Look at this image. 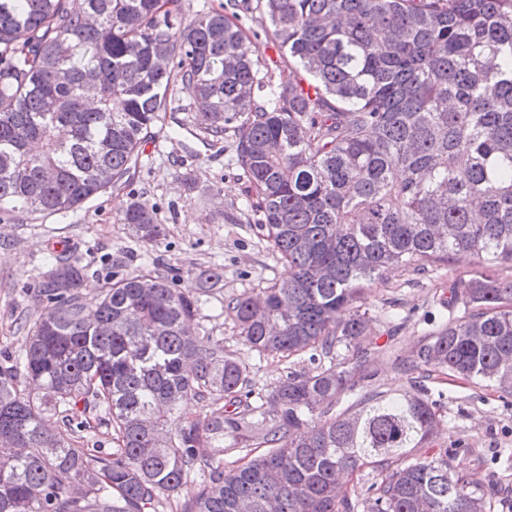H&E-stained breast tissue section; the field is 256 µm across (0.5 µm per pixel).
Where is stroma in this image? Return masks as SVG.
Wrapping results in <instances>:
<instances>
[{"label":"stroma","instance_id":"1","mask_svg":"<svg viewBox=\"0 0 512 512\" xmlns=\"http://www.w3.org/2000/svg\"><path fill=\"white\" fill-rule=\"evenodd\" d=\"M176 97L183 107V128L164 123L155 127L141 148L140 166L129 186L108 189L64 214H0V364L25 350L24 323L46 306L39 295L40 276L53 255L68 250L97 266L109 263L124 273L159 268L181 280L193 270L221 267L224 286L202 304L200 326L223 336L225 348L251 364L256 386L277 382L291 368L312 370L308 355L263 357L235 334L225 301L244 289L287 278L288 267L265 241L260 215L251 206L231 152L205 145L192 125L191 98L181 91ZM185 174L194 176L199 186L190 197L181 184ZM133 201L156 209L165 227L159 245L144 247L121 224L123 211ZM474 267L472 256L456 255L423 274L393 268L363 291L358 304L371 316L377 342L370 362L376 390H410L398 358L434 330L442 315L438 298ZM424 384L446 420L439 444L467 437L484 460L481 477L512 496V405L486 382L434 373Z\"/></svg>","mask_w":512,"mask_h":512}]
</instances>
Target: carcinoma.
Here are the masks:
<instances>
[{"mask_svg": "<svg viewBox=\"0 0 512 512\" xmlns=\"http://www.w3.org/2000/svg\"><path fill=\"white\" fill-rule=\"evenodd\" d=\"M83 4L0 0V213L68 212L129 180L151 128L182 110L177 87L209 141L233 133L264 237L292 268L228 302L236 335L317 366L257 388L224 337L193 328L220 268L182 288L114 273L89 296V266L63 251L28 346L0 365V512H156L162 497L176 512H487L493 489L458 462L475 451L436 447L424 386L368 388L372 317L355 302L392 267L472 255L448 320L399 366L512 397V277L491 273L512 266V0ZM256 11L263 42L237 23ZM269 45L288 59L271 91ZM121 223L145 246L164 235L136 201ZM188 397L202 414L182 412ZM99 426L115 447L74 444ZM236 448L251 458L224 469ZM367 468L368 494L348 490Z\"/></svg>", "mask_w": 512, "mask_h": 512, "instance_id": "carcinoma-1", "label": "carcinoma"}]
</instances>
